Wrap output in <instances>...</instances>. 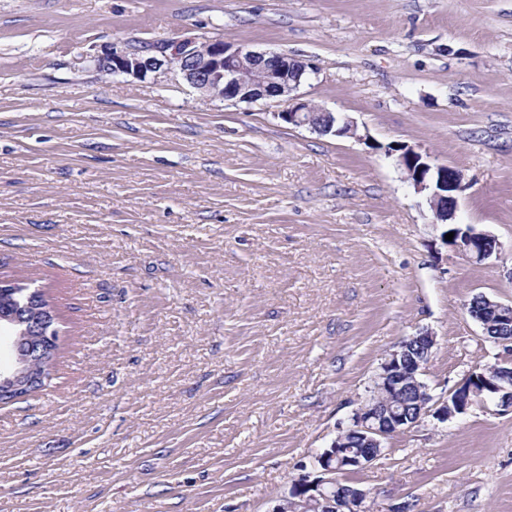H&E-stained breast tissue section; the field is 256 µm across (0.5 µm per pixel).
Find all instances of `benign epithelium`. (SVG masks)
Listing matches in <instances>:
<instances>
[{
  "instance_id": "7a95c632",
  "label": "benign epithelium",
  "mask_w": 512,
  "mask_h": 512,
  "mask_svg": "<svg viewBox=\"0 0 512 512\" xmlns=\"http://www.w3.org/2000/svg\"><path fill=\"white\" fill-rule=\"evenodd\" d=\"M97 69L106 75H127L153 80L176 75L212 99L236 103L272 100L282 106L276 116L294 127L317 133L316 115L329 116L339 124L334 134L356 135L357 126L348 116L337 115L309 101L297 90L309 64L286 52L255 51L222 38L203 41H171L153 49H114L96 59ZM414 189L427 193L435 223L446 224L454 217L458 194L466 189L464 173L436 165L421 152L406 147L397 156ZM451 244L477 261L497 257L498 239L470 228L456 233ZM38 290L0 281V351L9 352L11 362L0 365V403L14 401L43 386L45 372L57 344L56 317L48 306H37ZM486 302L502 325L512 328V303ZM437 345L428 330L401 340L381 364L377 388L386 389L396 399L389 403L369 397L355 411L354 426L341 431L329 447L321 449L311 466H301V474L291 480L287 491L276 499L270 512H365L369 492L361 487H345L341 474L362 470L381 458L383 443L390 436L420 425L432 416L442 422L489 402L502 410H512V385L497 378L512 375V355L506 354L493 366H476L465 381L447 396L434 398L421 380ZM355 436L357 447H348L346 436Z\"/></svg>"
}]
</instances>
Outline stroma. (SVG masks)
<instances>
[{"mask_svg":"<svg viewBox=\"0 0 512 512\" xmlns=\"http://www.w3.org/2000/svg\"><path fill=\"white\" fill-rule=\"evenodd\" d=\"M216 37L306 60L356 137L95 66ZM395 145L463 170L499 257L445 243ZM0 279L59 314L0 405V512H271L402 339L435 334L436 396L503 352L466 307L512 302V0H0ZM384 446L369 512H512V411Z\"/></svg>","mask_w":512,"mask_h":512,"instance_id":"1","label":"stroma"}]
</instances>
